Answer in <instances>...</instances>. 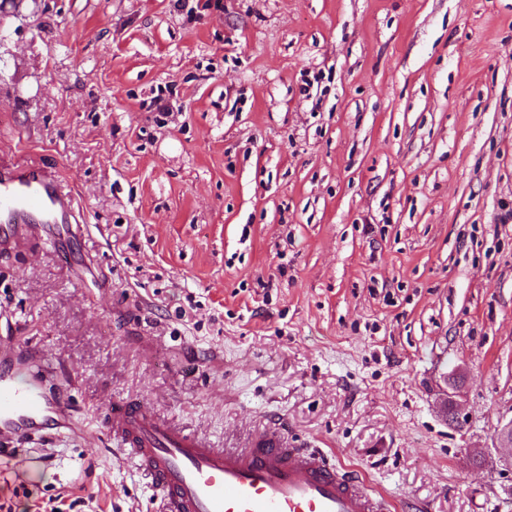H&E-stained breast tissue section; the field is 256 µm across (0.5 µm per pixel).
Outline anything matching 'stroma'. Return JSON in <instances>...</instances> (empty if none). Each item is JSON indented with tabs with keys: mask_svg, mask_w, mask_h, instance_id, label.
<instances>
[{
	"mask_svg": "<svg viewBox=\"0 0 512 512\" xmlns=\"http://www.w3.org/2000/svg\"><path fill=\"white\" fill-rule=\"evenodd\" d=\"M2 160L84 227L0 253V336L86 429L6 440L11 512H154L116 401L218 448L281 427L403 512H512V0L6 5Z\"/></svg>",
	"mask_w": 512,
	"mask_h": 512,
	"instance_id": "35a3bbf8",
	"label": "stroma"
}]
</instances>
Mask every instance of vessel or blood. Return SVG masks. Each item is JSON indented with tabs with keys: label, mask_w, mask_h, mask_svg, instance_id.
Segmentation results:
<instances>
[{
	"label": "vessel or blood",
	"mask_w": 512,
	"mask_h": 512,
	"mask_svg": "<svg viewBox=\"0 0 512 512\" xmlns=\"http://www.w3.org/2000/svg\"><path fill=\"white\" fill-rule=\"evenodd\" d=\"M80 219L73 194L36 164L0 163V251L39 233L70 235ZM35 349L0 338V440L67 429L70 414L35 377ZM104 421L120 452L150 480L155 512H390L389 496L323 451L297 448L273 428L251 448L231 451L160 422L131 402Z\"/></svg>",
	"instance_id": "vessel-or-blood-1"
}]
</instances>
